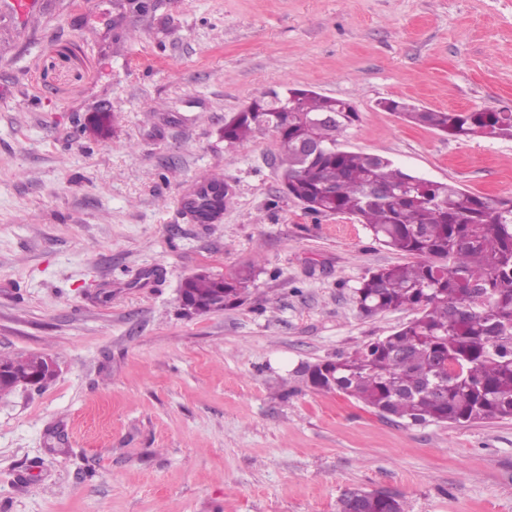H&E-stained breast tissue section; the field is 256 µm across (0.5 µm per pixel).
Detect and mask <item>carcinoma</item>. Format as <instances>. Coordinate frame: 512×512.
Returning <instances> with one entry per match:
<instances>
[{
	"mask_svg": "<svg viewBox=\"0 0 512 512\" xmlns=\"http://www.w3.org/2000/svg\"><path fill=\"white\" fill-rule=\"evenodd\" d=\"M294 111L279 93L259 99L224 124V140L243 143L260 128L279 141L284 192L313 213L349 214L376 240L411 261L377 269L356 289L365 315L410 308L417 316L390 336L326 363L312 383L361 401L383 417L412 422L473 423L512 417V198L490 199L453 184L403 171L376 154L353 151L339 137L359 120L344 99L296 90ZM408 122L458 139L512 140V112L420 111L392 101ZM332 113L336 125L310 120ZM319 137L324 150L301 156L299 144ZM213 194L191 201L207 223L229 203ZM254 279V266L224 275L187 277L182 287L199 302L224 295V307L240 301ZM38 355L5 360L25 372ZM338 512H405L402 497L352 490Z\"/></svg>",
	"mask_w": 512,
	"mask_h": 512,
	"instance_id": "carcinoma-1",
	"label": "carcinoma"
}]
</instances>
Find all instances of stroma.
<instances>
[{"label": "stroma", "instance_id": "stroma-1", "mask_svg": "<svg viewBox=\"0 0 512 512\" xmlns=\"http://www.w3.org/2000/svg\"><path fill=\"white\" fill-rule=\"evenodd\" d=\"M0 24V356L58 373L0 396V512H512V418L413 424L303 366L393 334L356 288L402 255L285 195L278 140L226 121L294 87L350 101L341 137L422 178L512 197V140L457 139L381 103L512 105V0H42ZM221 218L179 208L202 176ZM256 263L244 301L182 280ZM337 512H405V508L397 494L352 490L340 499Z\"/></svg>", "mask_w": 512, "mask_h": 512}]
</instances>
